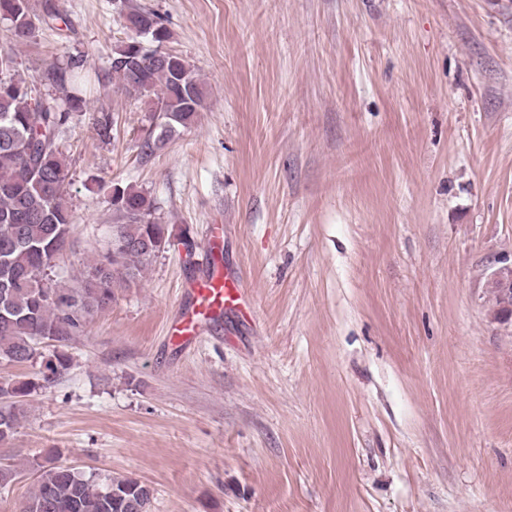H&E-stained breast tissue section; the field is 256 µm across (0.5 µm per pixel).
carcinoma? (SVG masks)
Listing matches in <instances>:
<instances>
[{
	"mask_svg": "<svg viewBox=\"0 0 512 512\" xmlns=\"http://www.w3.org/2000/svg\"><path fill=\"white\" fill-rule=\"evenodd\" d=\"M0 22L11 38V46L0 50V359L23 364L43 341L63 347L80 335L90 317L112 306L118 289L143 277L170 244L171 233L144 191L115 183L109 190L112 252L82 263L72 286L49 278L74 224L67 201L70 170L58 138L86 108V59L74 55L63 65L52 64L53 83L71 90L61 99L48 94L39 104L37 85L16 73L15 49L29 45L44 25L67 24L65 12L56 0H46L40 14L30 0H0ZM125 23L131 36L95 79L130 98L150 99L152 123L144 147L151 151L195 123L207 89L181 56L164 50L171 33L158 14L133 9ZM115 127L108 111L93 117L105 144ZM68 363L69 356L58 352L41 377L0 382L1 443L25 417L27 397ZM28 471L35 475L34 488L20 512H150L153 490L147 484L132 477L86 476L52 454L24 469L0 463V493Z\"/></svg>",
	"mask_w": 512,
	"mask_h": 512,
	"instance_id": "carcinoma-1",
	"label": "carcinoma"
}]
</instances>
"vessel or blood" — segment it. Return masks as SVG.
I'll use <instances>...</instances> for the list:
<instances>
[{"instance_id": "1", "label": "vessel or blood", "mask_w": 512, "mask_h": 512, "mask_svg": "<svg viewBox=\"0 0 512 512\" xmlns=\"http://www.w3.org/2000/svg\"><path fill=\"white\" fill-rule=\"evenodd\" d=\"M184 297L167 330L170 342L179 345L190 344L205 325L221 315H245L251 306L249 290L241 277L217 264L204 276L188 282Z\"/></svg>"}]
</instances>
